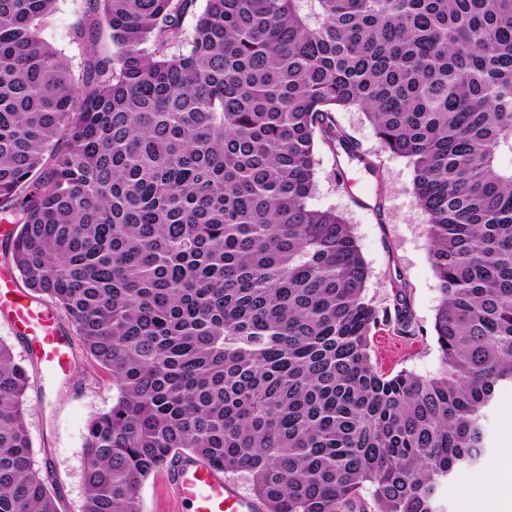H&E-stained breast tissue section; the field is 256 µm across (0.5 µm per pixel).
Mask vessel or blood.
Masks as SVG:
<instances>
[{
    "instance_id": "obj_1",
    "label": "vessel or blood",
    "mask_w": 512,
    "mask_h": 512,
    "mask_svg": "<svg viewBox=\"0 0 512 512\" xmlns=\"http://www.w3.org/2000/svg\"><path fill=\"white\" fill-rule=\"evenodd\" d=\"M0 317L6 319L28 356L45 371H68L73 340L54 308L33 303L16 285L12 275L0 271ZM174 500L189 512H265L264 503L242 493L222 471L206 461L185 456L167 473Z\"/></svg>"
}]
</instances>
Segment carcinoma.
<instances>
[{
  "label": "carcinoma",
  "mask_w": 512,
  "mask_h": 512,
  "mask_svg": "<svg viewBox=\"0 0 512 512\" xmlns=\"http://www.w3.org/2000/svg\"><path fill=\"white\" fill-rule=\"evenodd\" d=\"M84 2L79 88L40 38L55 0H0L5 248L116 389L82 512H142L185 454L266 512H442L512 388V0H207L190 35L195 0ZM343 109L412 167L432 377L373 360L357 239L309 204L320 141L375 172ZM28 385L0 341V512H60Z\"/></svg>",
  "instance_id": "1"
}]
</instances>
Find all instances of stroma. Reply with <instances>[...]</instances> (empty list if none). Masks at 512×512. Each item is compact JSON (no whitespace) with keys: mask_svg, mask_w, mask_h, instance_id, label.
Returning a JSON list of instances; mask_svg holds the SVG:
<instances>
[{"mask_svg":"<svg viewBox=\"0 0 512 512\" xmlns=\"http://www.w3.org/2000/svg\"><path fill=\"white\" fill-rule=\"evenodd\" d=\"M83 0H56L55 11L41 30L42 39L69 60L74 77L82 75L83 55L73 30L86 24ZM347 135L379 168L370 175L362 164L337 161L332 150L318 145L316 186L312 205L331 209L351 224L370 276L365 296L379 310L392 314L408 307L416 335L405 337V351L393 354L388 341L392 326L379 329L372 357L383 370H406L429 377L439 367V352L431 333L439 304L426 237L427 216L412 190V170L405 159L380 150L372 125L354 110L337 113ZM0 340L24 363L30 377L39 378V391L26 394V420L35 467L52 483L64 512H81L84 500L82 446L88 422L108 410L116 395L111 377L98 368L83 348H76L70 370L63 375L41 371L28 361L20 341L0 319ZM493 464L512 441V391L502 392L487 421ZM485 481L463 476L442 488L446 512H479Z\"/></svg>","mask_w":512,"mask_h":512,"instance_id":"35a3bbf8","label":"stroma"}]
</instances>
